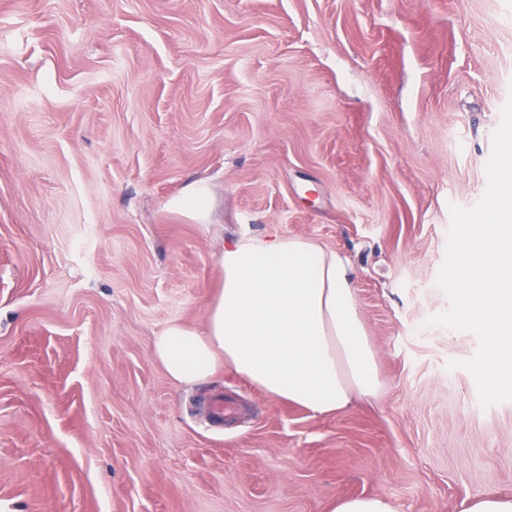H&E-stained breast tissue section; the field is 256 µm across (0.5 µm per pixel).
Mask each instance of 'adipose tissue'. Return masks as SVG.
I'll return each mask as SVG.
<instances>
[{
    "label": "adipose tissue",
    "mask_w": 512,
    "mask_h": 512,
    "mask_svg": "<svg viewBox=\"0 0 512 512\" xmlns=\"http://www.w3.org/2000/svg\"><path fill=\"white\" fill-rule=\"evenodd\" d=\"M218 266L222 287L205 330L173 321L154 338L153 356L171 378L191 384L224 367L315 414L378 394L347 257L307 238L243 234L228 241Z\"/></svg>",
    "instance_id": "1"
}]
</instances>
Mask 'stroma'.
Masks as SVG:
<instances>
[{"mask_svg": "<svg viewBox=\"0 0 512 512\" xmlns=\"http://www.w3.org/2000/svg\"><path fill=\"white\" fill-rule=\"evenodd\" d=\"M511 102L512 0H0V512L511 496L512 399L430 322ZM198 182L203 224L174 208ZM274 231L349 258L378 399L318 415L155 360L204 328L225 241Z\"/></svg>", "mask_w": 512, "mask_h": 512, "instance_id": "1", "label": "stroma"}]
</instances>
